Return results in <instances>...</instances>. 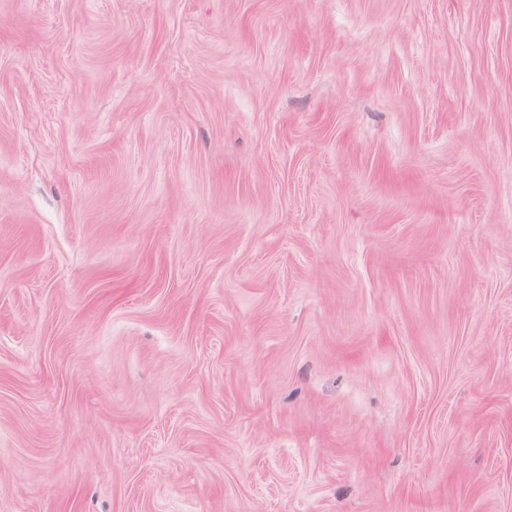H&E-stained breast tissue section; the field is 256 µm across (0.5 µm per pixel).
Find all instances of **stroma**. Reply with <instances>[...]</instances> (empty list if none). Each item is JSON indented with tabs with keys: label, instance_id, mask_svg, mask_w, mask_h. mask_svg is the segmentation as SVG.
Returning a JSON list of instances; mask_svg holds the SVG:
<instances>
[{
	"label": "stroma",
	"instance_id": "obj_1",
	"mask_svg": "<svg viewBox=\"0 0 512 512\" xmlns=\"http://www.w3.org/2000/svg\"><path fill=\"white\" fill-rule=\"evenodd\" d=\"M0 512H512V0H0Z\"/></svg>",
	"mask_w": 512,
	"mask_h": 512
}]
</instances>
